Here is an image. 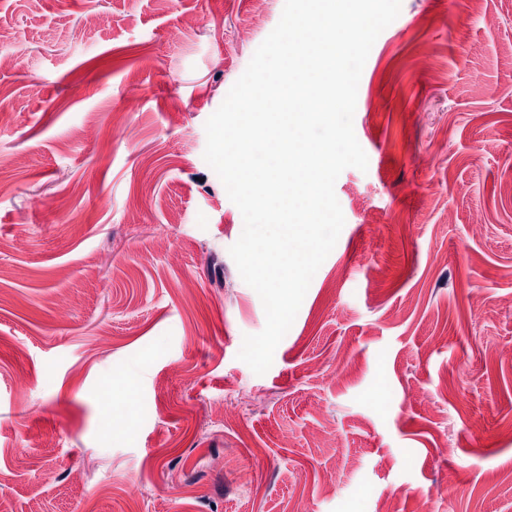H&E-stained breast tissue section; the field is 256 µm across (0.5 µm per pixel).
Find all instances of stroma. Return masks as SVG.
I'll use <instances>...</instances> for the list:
<instances>
[{"mask_svg":"<svg viewBox=\"0 0 512 512\" xmlns=\"http://www.w3.org/2000/svg\"><path fill=\"white\" fill-rule=\"evenodd\" d=\"M283 7L0 0V512H512V0H402L257 375L204 125Z\"/></svg>","mask_w":512,"mask_h":512,"instance_id":"obj_1","label":"stroma"}]
</instances>
